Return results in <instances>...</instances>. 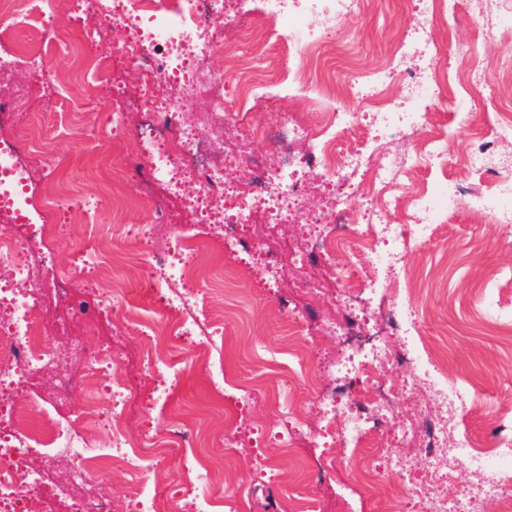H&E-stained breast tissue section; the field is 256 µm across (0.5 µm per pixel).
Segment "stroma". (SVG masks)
<instances>
[{
	"instance_id": "obj_1",
	"label": "stroma",
	"mask_w": 512,
	"mask_h": 512,
	"mask_svg": "<svg viewBox=\"0 0 512 512\" xmlns=\"http://www.w3.org/2000/svg\"><path fill=\"white\" fill-rule=\"evenodd\" d=\"M412 22L408 0H373L365 18L341 21V28L353 40L334 46L328 54L352 57L364 68L378 66L386 49ZM491 93L512 104V87L503 84L490 87L467 83L457 87L455 98L449 99L447 110L439 115L448 129L449 156L461 154L470 135L469 129L456 124L455 113L469 111L475 101ZM111 109V97L101 98L98 112ZM56 110L62 115L63 128L54 148L72 157L79 192L91 201L121 199L128 188L124 182L113 180L110 167L121 164L126 140L136 130L135 122H128L125 130L106 141L77 140L71 136V129L93 125L98 112L81 111L67 90L60 92ZM153 205V198L147 197L137 207L116 214L108 209L60 214L57 221L62 226V242L53 249L56 267L69 266V244L83 239L88 225H95L98 235L108 236L113 223L138 224L146 220ZM511 232L512 226L506 224L470 223L468 203L460 201L447 228L408 258L410 269L423 281L422 293L409 294L395 284L379 289L370 307L368 330L372 333L382 332L390 305L412 307L425 321L426 347L448 364L449 382L482 380L483 393L464 424L477 438L485 436L496 422L502 397L512 394V347L498 337L485 335L486 310L477 280L488 269L497 270L504 279L512 276V248L497 245ZM304 238L305 229L299 224H283L272 233L270 244L278 248L281 257L272 290L244 269L228 271L209 245H199L197 261L209 272L208 281L200 286V305L212 315L214 323L224 327V393L218 396L212 392L207 373L195 364V351L175 348L169 356L182 364L180 387L171 394L165 411L149 408L144 402L129 406L126 429L134 438L151 432L161 434L167 416L177 415L198 433L196 449L201 453L211 451V435L228 431L229 448L223 453L219 481L227 493L249 486V494L238 503V512H277L280 502L291 497L314 501L318 512H336V502L343 498L354 512H404L403 485L382 454L385 436L372 433L362 451L365 461L376 467L387 482L386 491L374 500L367 499L356 485L352 464L341 460L340 449L319 448L312 440L324 422L314 407L318 392L304 388V373L289 351L287 308L304 312L306 327L318 338L313 360L320 367L323 386L333 382L328 366L335 362L341 346L336 337L322 335L320 330L322 318L339 312L337 284L319 265L299 262ZM71 329L84 336L89 346L112 343L123 355L122 370L128 383L142 382V355L151 341L148 330L132 324L117 334L111 322L89 324L78 317L72 319ZM240 385L261 387L265 400L239 402L236 388ZM333 456L338 463L335 468H327L326 461Z\"/></svg>"
}]
</instances>
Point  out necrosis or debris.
Segmentation results:
<instances>
[{"mask_svg":"<svg viewBox=\"0 0 512 512\" xmlns=\"http://www.w3.org/2000/svg\"><path fill=\"white\" fill-rule=\"evenodd\" d=\"M78 2L95 20L88 42L97 48L92 55L77 50L80 74L109 79L115 52L131 64L126 81L134 91L114 96L99 132L123 128L132 113L145 121V133L127 141L126 165L113 166L112 176L128 184V204L158 186L177 208L155 205L149 223L122 226L98 240L96 250L76 248L66 269H50L57 213L83 205L71 184V161L54 150L47 123L61 83L51 58L64 36L52 19L56 0H0V85L14 83L22 69L40 74L39 83L14 84L13 95L0 98V219L12 224L9 234L0 233V512H111L108 472L116 460L131 473L134 512H221L224 498L212 491L211 465L192 469L191 492L178 500L146 492L140 482L148 470L156 484L165 483L166 460L184 453L186 424L174 419L163 437L134 441L124 421L128 405L142 397L167 399L169 388L180 385L182 374L164 358V347L191 342L204 362L213 358L214 336L201 330L190 287L202 275L190 261L199 243L196 228L220 250L257 256L272 267L276 256L246 225H313L309 258L339 283L342 307L341 317L323 319L321 330L341 336L365 315L364 283L354 273L358 257L385 260L394 277L416 289L407 258L425 245L429 225L447 223L460 197H467L473 223L511 224L512 153L502 144L512 140V113L495 99L483 100V131L457 161L464 178L431 188L418 184L416 174L423 168L444 173L450 163L448 133L434 128L432 112L454 93L447 56L476 58L473 77L497 82L501 72L479 61V45L494 40L512 49V0H485L494 20H482L476 39L456 46L439 41L431 24L458 16L462 0H413L414 22L384 62L364 70L345 61L339 85L320 76L321 60L343 38L340 20L364 16L366 0H265V24L290 61L276 76L251 52L261 29L241 19L232 0ZM229 29L235 37H226ZM117 30L124 39L116 46ZM23 32L35 33L36 44L18 43ZM218 57L224 68L215 67ZM396 86L402 89L397 97ZM284 97L308 98L318 109L316 122L287 114L274 127L240 132L245 107L274 108ZM341 99L362 105L364 114L341 110ZM350 135L355 142L348 146ZM391 135L402 142L395 155L378 146ZM257 139L273 140L276 151L253 156ZM312 194L322 197L324 212L305 207ZM395 212L402 216L396 224L389 220ZM133 255L157 305L155 316L142 321L156 344L145 353L147 383L138 387L120 378L121 357L112 346L89 350L74 338L63 350L50 342L44 315L55 294L87 320L108 319L116 328L135 322L111 288L113 272ZM67 355L84 365L85 400L75 409L62 368ZM389 362L408 367L403 380L380 378L379 366ZM440 372L439 362L411 359L378 342L357 350L347 364L333 367L335 386L318 394L325 436L332 446L358 447L366 424L394 420L401 396L431 389L432 407L417 427L427 469L407 481L414 512H512V413L478 443L461 425L480 388L442 382ZM43 374L56 378L46 398L52 410L34 420L19 398ZM63 456L76 464L60 478L55 461ZM456 466L474 479L452 495Z\"/></svg>","mask_w":512,"mask_h":512,"instance_id":"4bbe7bcc","label":"necrosis or debris"}]
</instances>
